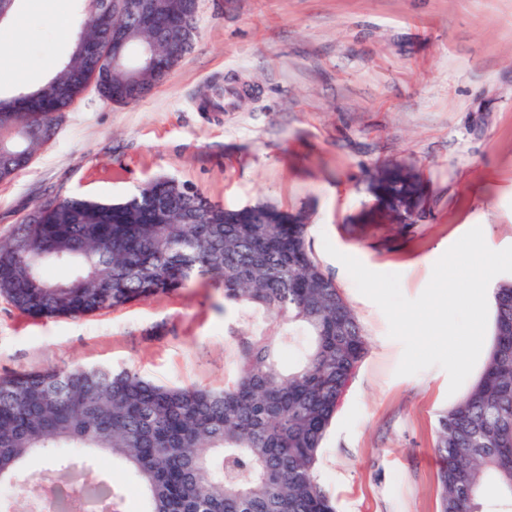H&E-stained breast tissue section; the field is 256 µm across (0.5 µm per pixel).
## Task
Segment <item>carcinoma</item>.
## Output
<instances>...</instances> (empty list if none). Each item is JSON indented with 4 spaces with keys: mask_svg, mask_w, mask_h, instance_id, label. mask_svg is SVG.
<instances>
[{
    "mask_svg": "<svg viewBox=\"0 0 512 512\" xmlns=\"http://www.w3.org/2000/svg\"><path fill=\"white\" fill-rule=\"evenodd\" d=\"M198 0H166L142 22L100 13L78 31L93 51L102 32L134 29L160 51L187 53L194 36L177 30L196 18ZM87 59L70 56L38 89L6 100L29 130V156L50 139L68 109L60 83L77 95L73 74ZM161 83L143 67L138 98ZM368 190L413 224L425 193L418 171L381 165ZM307 216L267 202L240 208L212 203L167 177L122 202L78 196L38 205L0 241V297L34 317L80 318L212 281L224 307L259 315L295 346L281 360L274 338L233 326L236 373L222 388L156 384L134 369L74 367L0 377V484L12 485L43 454L57 482L92 492L109 487L112 512L121 488L95 460L49 455L93 448L122 460L139 481L143 512H335L317 475L340 393L367 352L366 335L333 278L307 244ZM56 267L70 277L57 281ZM492 343L465 394L437 420L439 512H512V281L493 291Z\"/></svg>",
    "mask_w": 512,
    "mask_h": 512,
    "instance_id": "cac0c4a2",
    "label": "carcinoma"
}]
</instances>
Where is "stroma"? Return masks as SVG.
Instances as JSON below:
<instances>
[{
    "label": "stroma",
    "instance_id": "35a3bbf8",
    "mask_svg": "<svg viewBox=\"0 0 512 512\" xmlns=\"http://www.w3.org/2000/svg\"><path fill=\"white\" fill-rule=\"evenodd\" d=\"M76 0H23L0 29V95L42 80L66 56L58 19ZM192 50L138 103L88 90L31 164L0 181V240L55 196L120 200L172 177L226 207L266 200L308 217V244L360 320L368 353L328 429L319 479L336 512H438L433 452L451 407L439 367L397 375L403 345L361 295L332 243L410 299L435 262L481 227L512 246V0H199ZM243 99L203 109L214 86ZM415 166L417 223L391 224L366 190L376 164ZM244 312L195 284L78 319H34L0 297V377L74 365L133 368L168 386L233 377L231 326Z\"/></svg>",
    "mask_w": 512,
    "mask_h": 512
}]
</instances>
